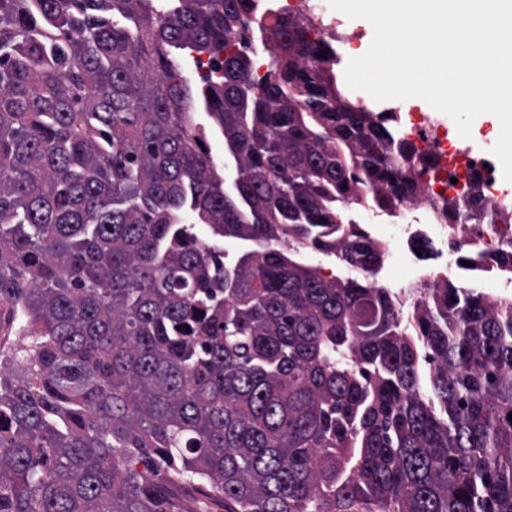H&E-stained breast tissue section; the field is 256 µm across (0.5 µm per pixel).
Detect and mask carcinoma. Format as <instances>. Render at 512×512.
<instances>
[{"label":"carcinoma","instance_id":"obj_1","mask_svg":"<svg viewBox=\"0 0 512 512\" xmlns=\"http://www.w3.org/2000/svg\"><path fill=\"white\" fill-rule=\"evenodd\" d=\"M311 31L0 0V512H512V303L371 282L419 153Z\"/></svg>","mask_w":512,"mask_h":512}]
</instances>
